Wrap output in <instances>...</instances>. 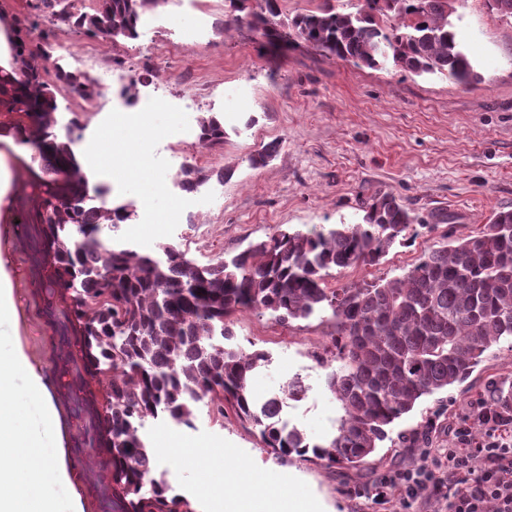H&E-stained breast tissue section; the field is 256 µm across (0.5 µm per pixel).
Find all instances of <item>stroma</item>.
I'll return each mask as SVG.
<instances>
[{"label":"stroma","instance_id":"stroma-1","mask_svg":"<svg viewBox=\"0 0 512 512\" xmlns=\"http://www.w3.org/2000/svg\"><path fill=\"white\" fill-rule=\"evenodd\" d=\"M51 13L45 0H0L1 19L31 29V50L69 44V52L59 55L66 71L93 75L114 66L134 70L144 83L137 107L149 113L151 130L142 141L120 129L113 115L122 100L97 112L67 88L56 93L58 130L71 132L76 143L97 146L90 190H104L107 202L152 212L155 228L135 223L122 230L141 251L154 253L160 243H174L205 265L240 252L279 226L305 230L357 222L359 200L379 192L393 193L413 214L443 215L435 230L394 247L380 265L337 275L340 286L401 274L445 236L471 234L493 211L512 209V23L489 13L484 0H467L457 24L463 46L484 75L483 82L468 87L438 76L357 68L305 48L270 53L263 40L225 28L224 0H169L159 16L178 17L200 35L179 38L158 28L146 47L53 26ZM192 94L198 112L223 118L222 144L196 145L188 138L184 103ZM270 143L279 146L276 156L252 167L251 156ZM187 162L229 172L224 180L202 184L212 198L198 210L172 190ZM0 268L10 277L18 312L16 327L0 328V349L23 354L50 384L70 385L61 365L67 347L55 332L19 224L0 223ZM233 331L235 343L255 342L271 356L252 378L257 398L301 376L308 390L284 406L283 419L313 442L335 431L340 409L325 387V369L312 357L324 340L319 317L283 325L247 312L235 317ZM496 375L512 376L511 350L495 351L464 383L425 398L399 430L419 428L441 407L458 415ZM77 393L70 385L68 398ZM61 415L80 481L72 487L52 485L50 492L62 512L74 499L83 512H102L90 483L98 458L85 444L86 418L68 404ZM144 433L155 448L168 434L179 439L183 463L166 460L162 466L195 512H224L225 488L214 478L239 460L257 471L253 477L242 475L236 485L240 494H272L293 483L303 490L308 512H410L396 494H382L381 483L391 470L421 459L420 449L385 445L367 471L341 465L323 469L298 458L280 461L241 423L215 422L203 407L194 427L174 429L151 420ZM203 448L218 454L200 456Z\"/></svg>","mask_w":512,"mask_h":512}]
</instances>
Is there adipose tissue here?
<instances>
[{
    "label": "adipose tissue",
    "mask_w": 512,
    "mask_h": 512,
    "mask_svg": "<svg viewBox=\"0 0 512 512\" xmlns=\"http://www.w3.org/2000/svg\"><path fill=\"white\" fill-rule=\"evenodd\" d=\"M23 383H16V376ZM60 411L44 381L20 354L0 352V512H55L46 487L71 483ZM225 512H306L295 489L276 495L231 496Z\"/></svg>",
    "instance_id": "1"
}]
</instances>
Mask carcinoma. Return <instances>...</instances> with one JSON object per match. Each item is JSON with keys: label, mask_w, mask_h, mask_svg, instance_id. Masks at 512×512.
Wrapping results in <instances>:
<instances>
[{"label": "carcinoma", "mask_w": 512, "mask_h": 512, "mask_svg": "<svg viewBox=\"0 0 512 512\" xmlns=\"http://www.w3.org/2000/svg\"><path fill=\"white\" fill-rule=\"evenodd\" d=\"M55 2L52 24L116 41L138 38L143 18L168 0H91L89 8L84 0ZM227 2L225 27L245 28L274 48L304 46L358 68L437 75L460 86L482 81L458 40L463 0H346L291 17L281 0ZM484 3L512 21V0ZM16 34L15 58L27 80L0 74V103L36 127L27 144L48 178L34 182L42 205L25 233L47 303L60 315L55 326L72 348L71 372L106 381L101 388L82 384L77 397L100 457L92 482L103 512H194L149 449L142 429L150 419L193 428L203 405L216 422L232 416L249 427L278 459L295 455L326 469L360 471L417 404L464 382L493 347L506 342L512 349L511 209L494 212L469 235L429 246L398 276L338 288L329 279L381 264L394 246L431 227L429 220L383 192L361 200L360 222L279 228L207 265L172 243L159 245V256L124 243L122 226L137 213L92 203L73 139L59 142L53 132L56 92L43 74L52 63L56 80L86 97L92 78L70 75L50 48L42 50L43 65L31 64L23 29ZM197 126L201 144L223 142L216 116L198 117ZM208 178L191 163L177 174L188 192ZM245 312L282 324L321 315L328 332L315 358L341 410L329 439L312 443L279 416L287 401L306 394L303 378L289 379L263 402L253 398L251 375L270 353L253 342L224 344L234 337L232 318ZM508 391V382L490 381L473 406V425L484 427L491 416L512 421V403L503 400ZM442 432L464 444L478 439L436 412L393 444L429 448Z\"/></svg>", "instance_id": "1"}]
</instances>
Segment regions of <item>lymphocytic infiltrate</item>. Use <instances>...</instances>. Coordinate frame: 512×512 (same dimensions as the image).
<instances>
[{"label": "lymphocytic infiltrate", "instance_id": "lymphocytic-infiltrate-1", "mask_svg": "<svg viewBox=\"0 0 512 512\" xmlns=\"http://www.w3.org/2000/svg\"><path fill=\"white\" fill-rule=\"evenodd\" d=\"M485 444L438 449L432 464L400 469L383 485L417 500L425 490L445 512H512V427L491 424Z\"/></svg>", "mask_w": 512, "mask_h": 512}]
</instances>
